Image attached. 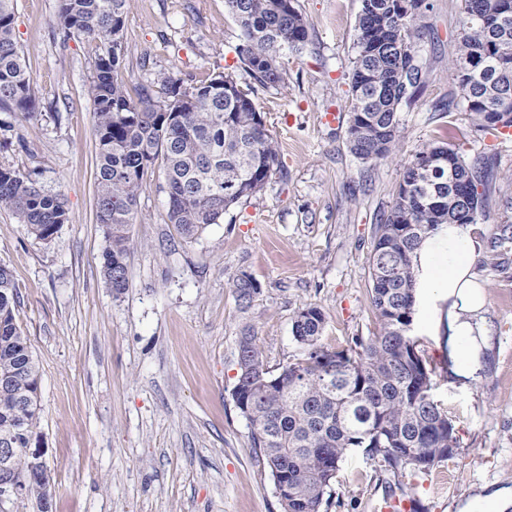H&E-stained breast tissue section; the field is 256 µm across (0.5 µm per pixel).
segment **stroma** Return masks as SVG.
Wrapping results in <instances>:
<instances>
[{
	"label": "stroma",
	"instance_id": "35a3bbf8",
	"mask_svg": "<svg viewBox=\"0 0 512 512\" xmlns=\"http://www.w3.org/2000/svg\"><path fill=\"white\" fill-rule=\"evenodd\" d=\"M416 48L418 96L399 107L401 136L367 164L347 147L349 84L360 0H297L306 46L280 53L285 85L257 87L279 143V168L257 197L228 211L191 243L166 219L163 161H156L130 228L128 283L114 294L101 271L96 218L97 135L86 90L98 52L61 39L59 0H18L13 34L38 92L33 115L0 111V165L34 173L68 201L69 220L39 241L0 210V264L19 295L16 319L39 363L37 436L55 481L52 512H281L269 470L236 408L238 340L251 328L275 369L296 358L291 320L301 306L326 315L324 346L369 336L378 325L369 288L373 226L392 205L416 152L447 142L490 168L487 246L512 225V135L476 132L451 79L462 0H426ZM240 29L225 0H131L122 37L128 88L161 72L253 79L236 48ZM336 111L339 121L322 122ZM250 274L261 292L240 310L228 283ZM485 303L483 368L443 373L448 338L415 326L436 398L453 418L457 455L393 478L382 458L357 451L342 463L327 512H485L512 493V265L479 267Z\"/></svg>",
	"mask_w": 512,
	"mask_h": 512
}]
</instances>
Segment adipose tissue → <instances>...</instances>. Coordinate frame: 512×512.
Listing matches in <instances>:
<instances>
[{"mask_svg":"<svg viewBox=\"0 0 512 512\" xmlns=\"http://www.w3.org/2000/svg\"><path fill=\"white\" fill-rule=\"evenodd\" d=\"M477 262L473 227L447 224L428 238L415 260L419 290L448 301V346L456 354V374L471 379L480 371L481 333L478 313L482 295L475 271Z\"/></svg>","mask_w":512,"mask_h":512,"instance_id":"adipose-tissue-1","label":"adipose tissue"}]
</instances>
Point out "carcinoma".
I'll return each mask as SVG.
<instances>
[{"label": "carcinoma", "instance_id": "carcinoma-1", "mask_svg": "<svg viewBox=\"0 0 512 512\" xmlns=\"http://www.w3.org/2000/svg\"><path fill=\"white\" fill-rule=\"evenodd\" d=\"M57 25L99 46L87 87L98 136L97 219L106 246L103 276L115 294L127 287V259L141 193L155 159L166 163L167 223L185 242L197 240L231 208L257 196L278 165V146L251 94L232 77L205 80L161 72L131 98L118 78L123 64L121 39L129 0H59ZM498 0H462L464 21L452 80L463 104L496 101L512 92V20L496 31L481 17ZM393 0H364L355 24L356 55L350 75L349 119L365 117L362 136L348 141L364 163L387 158L400 133L398 107L418 92L421 68L415 49L425 25L420 12L398 16ZM241 30L237 56L260 85L285 84L280 50L298 51L309 25L295 0H226ZM17 0H0V110L34 112L39 105L13 36ZM509 53L499 79L468 80ZM224 80V91L215 83ZM476 131L501 134L512 119L489 123L470 111ZM434 160L422 169V160ZM466 181L468 202L477 213L489 183L488 159L470 160L445 144H426L405 168L387 215L374 227L369 258L370 298L378 321L371 336H355L341 350L325 347L323 310L304 305L292 318L300 355L274 372L266 367L256 336L238 342V375L232 397L251 427V446L259 449L273 480L282 512H323L332 483L348 454L358 448L380 456L393 476L406 469L424 472L452 458L459 448L454 421L434 396L436 369L429 366L414 334L416 274L413 257L442 224L455 223L454 175ZM7 210L29 234L49 242L68 221L60 192L46 189L32 174L0 167V210ZM512 243L506 224L492 238L482 263L496 270ZM240 309L260 292L242 273L229 282ZM18 293L9 268L0 265V444L14 449L9 476L26 481L33 461L25 452L39 424V365L29 338L16 320Z\"/></svg>", "mask_w": 512, "mask_h": 512}]
</instances>
